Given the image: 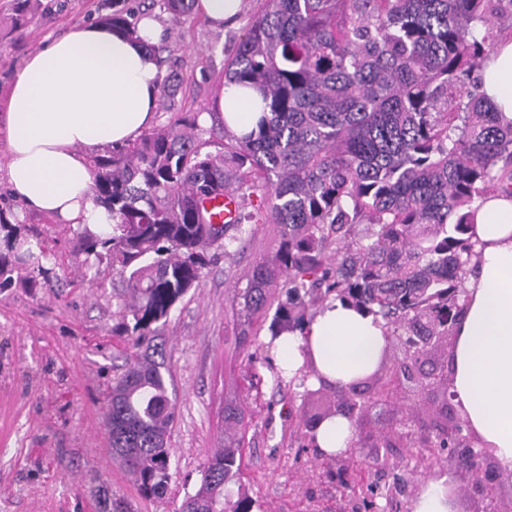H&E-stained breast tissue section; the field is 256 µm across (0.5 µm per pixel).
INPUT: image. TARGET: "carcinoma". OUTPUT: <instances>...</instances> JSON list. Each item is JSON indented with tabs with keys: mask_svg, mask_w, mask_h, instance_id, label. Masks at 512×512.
Wrapping results in <instances>:
<instances>
[{
	"mask_svg": "<svg viewBox=\"0 0 512 512\" xmlns=\"http://www.w3.org/2000/svg\"><path fill=\"white\" fill-rule=\"evenodd\" d=\"M121 2L98 23L135 37L138 21ZM155 2L177 22L195 0ZM38 7L11 0L12 27H25ZM504 19L512 20V0H265L225 68V83L260 93L267 115L257 130L218 134L197 112L89 158L91 199L112 224L104 236L83 228L79 253L88 268L104 264L119 277L118 329L134 349L102 414L112 455L143 495H163L171 479L176 401L154 358L156 337L198 286L210 251H238L254 223L274 225L278 245L235 289L241 347L251 346L253 318L276 284L286 300L271 339L303 330L331 299L350 302L405 346L395 363L415 368L417 394L427 392L436 337L452 335L463 309L473 204L490 192L512 195V121L483 97L479 78ZM260 185L265 209L233 224L213 223L202 206L224 192L243 200ZM25 224L0 207V289L22 268L29 288L60 286L52 269L15 251ZM390 366L382 356L368 380L333 390L362 414L389 395ZM245 418L224 407V449L207 458L178 512H250L252 501L228 489L243 474ZM398 439L452 468L479 470L462 422L448 435L407 419ZM377 495L368 484L362 507L395 512Z\"/></svg>",
	"mask_w": 512,
	"mask_h": 512,
	"instance_id": "cac0c4a2",
	"label": "carcinoma"
}]
</instances>
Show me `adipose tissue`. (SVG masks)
<instances>
[{
	"label": "adipose tissue",
	"instance_id": "obj_1",
	"mask_svg": "<svg viewBox=\"0 0 512 512\" xmlns=\"http://www.w3.org/2000/svg\"><path fill=\"white\" fill-rule=\"evenodd\" d=\"M138 37L99 24L55 38L17 71L8 97L4 176L27 210L67 224L108 223L89 198L86 153L133 142L157 111L161 71L145 49L157 22ZM487 100L512 119V38L500 41L483 70ZM259 94L222 87L205 124L226 121L236 135L254 130ZM476 256L465 282L464 311L449 354L451 389L476 447L512 472V196L492 193L476 203ZM388 338L381 320L338 300L327 302L303 332L276 342L279 367L294 376L313 359L329 384L369 374Z\"/></svg>",
	"mask_w": 512,
	"mask_h": 512
}]
</instances>
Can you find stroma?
I'll return each mask as SVG.
<instances>
[{"instance_id":"1","label":"stroma","mask_w":512,"mask_h":512,"mask_svg":"<svg viewBox=\"0 0 512 512\" xmlns=\"http://www.w3.org/2000/svg\"><path fill=\"white\" fill-rule=\"evenodd\" d=\"M21 31L0 36V113L25 60L52 38L96 22L103 0H41ZM162 28L164 73L176 90L158 107L154 128L180 112L212 111L224 67L237 51L263 0H242L235 21L215 27L198 14L172 21L151 0H127ZM31 223L44 232L64 285L55 290L23 284L0 290V512H104L95 474L107 479L131 512H177L199 486L207 456L224 445V404L233 400L252 415L242 450L243 487L252 512H349L328 471L345 464L310 446L305 391H277L266 344L269 318L255 327L252 354L236 345L235 289L256 260L276 249L272 225H256L243 253L215 258L198 287L173 310L160 339L170 371L178 417L169 445L172 478L166 493L142 496L112 458L101 406L120 374L127 344L113 334L119 321L111 288H92L75 228L40 214Z\"/></svg>"}]
</instances>
